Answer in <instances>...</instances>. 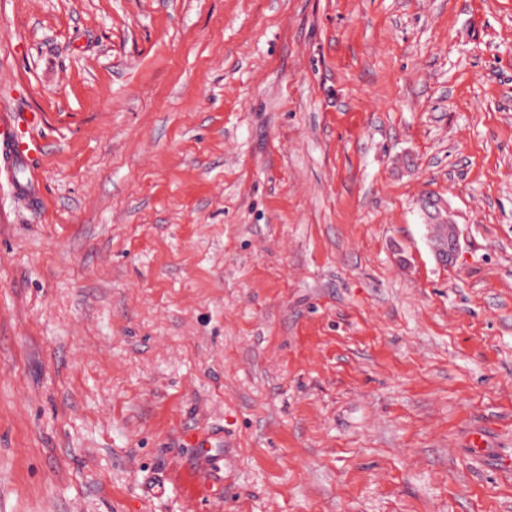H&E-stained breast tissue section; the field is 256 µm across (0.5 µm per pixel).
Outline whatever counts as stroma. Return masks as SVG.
<instances>
[{"label": "stroma", "instance_id": "35a3bbf8", "mask_svg": "<svg viewBox=\"0 0 512 512\" xmlns=\"http://www.w3.org/2000/svg\"><path fill=\"white\" fill-rule=\"evenodd\" d=\"M1 112L0 512H512V0H0ZM43 122L40 112H29L24 121V130L0 114V163L4 168L30 167L41 151L37 140L29 135V141H22V134L35 129ZM17 202L27 208L37 207L42 199V193L38 180L31 175L24 183L15 185ZM220 466L214 460H205L198 467L181 472L175 481L170 480L173 487L190 500L208 502L220 495L222 478L219 476Z\"/></svg>", "mask_w": 512, "mask_h": 512}]
</instances>
